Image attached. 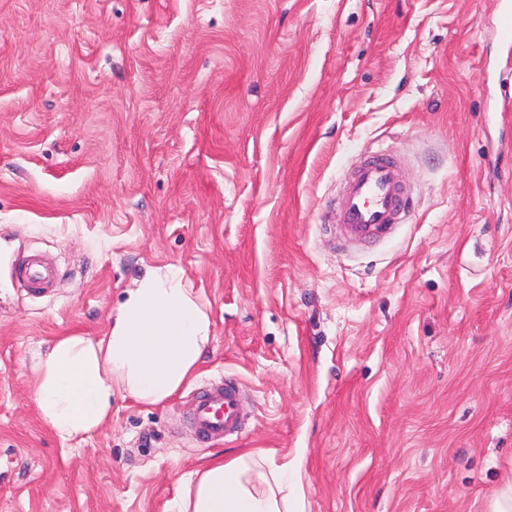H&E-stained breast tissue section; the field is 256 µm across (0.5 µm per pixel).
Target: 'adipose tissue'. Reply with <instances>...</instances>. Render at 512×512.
<instances>
[{
    "instance_id": "ef3b65f1",
    "label": "adipose tissue",
    "mask_w": 512,
    "mask_h": 512,
    "mask_svg": "<svg viewBox=\"0 0 512 512\" xmlns=\"http://www.w3.org/2000/svg\"><path fill=\"white\" fill-rule=\"evenodd\" d=\"M205 306L181 275L149 270L119 305L108 336L58 337L36 363L41 419L61 440L82 437L112 414L121 390L155 405L194 374L212 340ZM294 474L264 455L214 459L187 480L178 512H298Z\"/></svg>"
}]
</instances>
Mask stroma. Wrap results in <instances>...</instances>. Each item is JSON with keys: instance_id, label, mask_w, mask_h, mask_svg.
I'll list each match as a JSON object with an SVG mask.
<instances>
[{"instance_id": "35a3bbf8", "label": "stroma", "mask_w": 512, "mask_h": 512, "mask_svg": "<svg viewBox=\"0 0 512 512\" xmlns=\"http://www.w3.org/2000/svg\"><path fill=\"white\" fill-rule=\"evenodd\" d=\"M499 0H0V512H176L263 451L304 512H490L512 481V50ZM401 159L388 239L338 249L341 182ZM53 260L52 292L19 267ZM150 268L213 339L162 404L64 441L33 366L106 336ZM236 380L245 423L197 442ZM239 393L236 383L225 382L196 395L192 426L200 441L221 440L241 433Z\"/></svg>"}]
</instances>
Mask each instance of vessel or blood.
Instances as JSON below:
<instances>
[{
	"label": "vessel or blood",
	"mask_w": 512,
	"mask_h": 512,
	"mask_svg": "<svg viewBox=\"0 0 512 512\" xmlns=\"http://www.w3.org/2000/svg\"><path fill=\"white\" fill-rule=\"evenodd\" d=\"M411 206L395 161L383 155L364 158L344 185V203L338 217L340 235L350 246L378 238L400 223ZM21 275L34 291L46 285L53 272L28 262ZM192 426L202 441L240 434L242 417L236 383L215 384L198 393L193 402Z\"/></svg>",
	"instance_id": "obj_1"
}]
</instances>
